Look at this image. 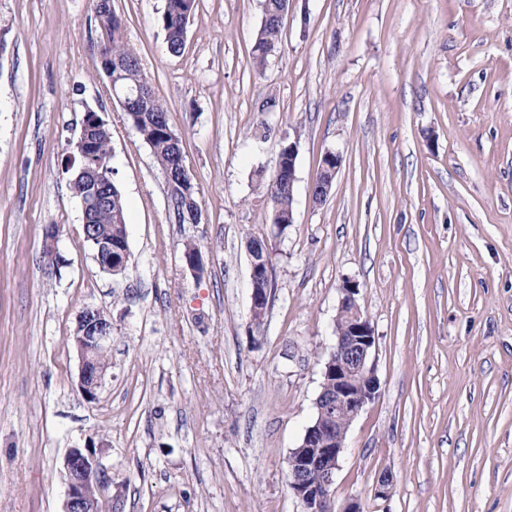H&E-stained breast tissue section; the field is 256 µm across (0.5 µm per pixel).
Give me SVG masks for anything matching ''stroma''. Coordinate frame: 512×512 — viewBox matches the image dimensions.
<instances>
[{"label": "stroma", "mask_w": 512, "mask_h": 512, "mask_svg": "<svg viewBox=\"0 0 512 512\" xmlns=\"http://www.w3.org/2000/svg\"><path fill=\"white\" fill-rule=\"evenodd\" d=\"M262 2L196 0L174 55L165 0H112L200 190L201 223L178 224L109 91L93 0H0V512H63L65 457L91 438L120 512H303L288 458L315 415L347 280L380 388L348 431L336 504L512 512V0H291L258 72ZM268 98L275 111L260 113ZM89 110L110 129L127 205L120 276L98 266L70 187ZM289 141L281 233L255 173L272 176ZM329 151L341 167L317 204ZM249 234L272 250L259 328ZM87 307L112 322L94 403L71 341ZM298 146L297 142L289 141L282 145L280 149V156L283 158V164L288 166V191L284 188L279 190L276 195V221L279 224L284 225L281 232H284L288 228V224H293L294 218L292 215V209H288V205L293 207L292 200L288 199V195L294 200L296 176H295V160L297 156Z\"/></svg>", "instance_id": "35a3bbf8"}]
</instances>
